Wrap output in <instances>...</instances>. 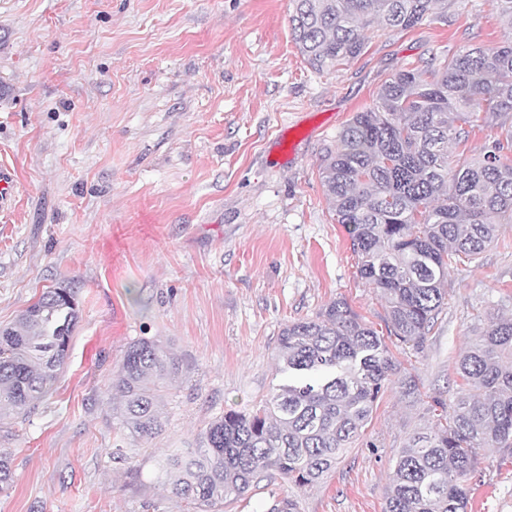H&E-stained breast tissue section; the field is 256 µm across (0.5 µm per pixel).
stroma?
Masks as SVG:
<instances>
[{
  "label": "stroma",
  "mask_w": 512,
  "mask_h": 512,
  "mask_svg": "<svg viewBox=\"0 0 512 512\" xmlns=\"http://www.w3.org/2000/svg\"><path fill=\"white\" fill-rule=\"evenodd\" d=\"M292 11V0H0V166L19 185L0 214V325L61 284L80 309L53 389L0 427L13 469L0 512H192L165 490L161 457L283 383L286 325L342 298L384 331L385 303L324 193V155L397 71L512 29L490 0H447V21L371 28L362 55L318 73L291 37ZM500 316H512V224L478 260L451 265L423 352L388 338L420 398L390 381L323 483L274 478L239 512L286 497L298 512H383L395 455L433 422L431 395L454 400L456 362ZM141 338L180 361L149 440L112 413V378ZM471 485L472 512H512V457L486 449Z\"/></svg>",
  "instance_id": "stroma-1"
}]
</instances>
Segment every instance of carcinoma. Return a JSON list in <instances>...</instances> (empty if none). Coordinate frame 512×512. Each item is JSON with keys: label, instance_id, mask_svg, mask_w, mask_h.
<instances>
[{"label": "carcinoma", "instance_id": "carcinoma-1", "mask_svg": "<svg viewBox=\"0 0 512 512\" xmlns=\"http://www.w3.org/2000/svg\"><path fill=\"white\" fill-rule=\"evenodd\" d=\"M291 35L317 72L361 55L377 25L407 31L448 20L444 0H294ZM512 115V38L469 47L426 70L401 69L355 113L325 155L321 181L348 234L361 279L386 303L389 334L418 352L448 295V266L475 260L512 223V132L453 164L448 145L482 117ZM79 322L73 289L50 288L0 329V421L32 412L51 391ZM276 358L288 382L256 410L227 411L196 448L161 464L163 485L207 512L277 474L319 484L363 434L390 377L383 337L343 299L286 326ZM176 361L154 341L129 345L112 388L135 438L162 431L160 385ZM465 389L395 457L384 512H468L480 450H512V318L498 319L459 359Z\"/></svg>", "mask_w": 512, "mask_h": 512}]
</instances>
